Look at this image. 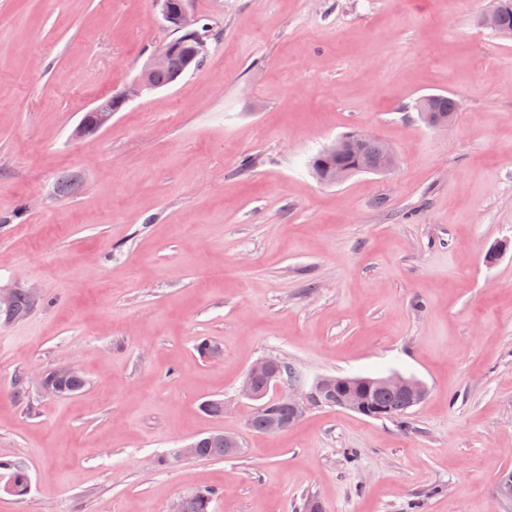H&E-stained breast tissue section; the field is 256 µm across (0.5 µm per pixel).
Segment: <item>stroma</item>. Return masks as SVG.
<instances>
[{
	"mask_svg": "<svg viewBox=\"0 0 512 512\" xmlns=\"http://www.w3.org/2000/svg\"><path fill=\"white\" fill-rule=\"evenodd\" d=\"M490 0H188L203 64L98 133L83 115L170 40L158 0H0V512H512V38ZM459 103L432 128L428 94ZM366 129L385 175L316 180ZM75 178L74 193L56 184ZM223 356H202V341ZM421 380L405 422L313 406L249 429L250 367ZM76 366L86 388L40 378ZM223 400L215 418L204 401ZM213 430L234 458H182ZM493 2L492 7L484 12L480 19L479 24L484 27L494 31H501L506 33V29L512 30V11H508L504 17V27L501 26V15L505 8H507V1L505 0H491ZM412 109L418 112L420 119L425 122L429 117L439 116L444 118V125H448V122H451L455 118L459 106L457 100L451 96L432 94L418 98L412 106ZM11 299V302H10ZM0 303L8 305V308L4 310L6 317L17 318L25 315L34 305L35 297L29 293L28 290L18 289L16 290L11 298V295L2 300ZM187 496V504L184 496L178 498L169 507L168 512H210V505L213 500L214 493L208 489H197Z\"/></svg>",
	"mask_w": 512,
	"mask_h": 512,
	"instance_id": "35a3bbf8",
	"label": "stroma"
}]
</instances>
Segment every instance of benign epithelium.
I'll use <instances>...</instances> for the list:
<instances>
[{
    "label": "benign epithelium",
    "mask_w": 512,
    "mask_h": 512,
    "mask_svg": "<svg viewBox=\"0 0 512 512\" xmlns=\"http://www.w3.org/2000/svg\"><path fill=\"white\" fill-rule=\"evenodd\" d=\"M158 2L166 28L174 33H181L194 26V18L189 14L187 0H158ZM491 2H493L492 7L481 15L479 24L484 28L500 31L502 30L501 15L507 8V0H491ZM205 50V43L199 41L197 47L185 51V66L179 76L182 77L195 70L198 59ZM171 55L172 47L168 43L152 53L138 77L129 87L114 93L108 99L101 100L88 110L87 116L82 118L78 126L77 133L89 135L100 131L112 120V115L125 108L131 100L141 96L144 92L154 90L150 80L151 74L167 69ZM374 140H376V136L373 133L362 130L356 132L354 139L346 143V146L359 153L358 171L383 174L393 168L396 158L395 151L391 146H385L384 153L387 164L382 167L375 166L368 157L361 154L365 145ZM250 372L268 374L270 386L273 387L280 405L288 409V417L291 421L303 416L312 404H320L324 399H336V406L340 408L351 411L360 410L359 397L356 393L345 392L334 397L325 393L326 387L332 382V379L327 377L318 379L308 389L300 382L298 373L276 356H267L258 360L252 365ZM76 374H78V370L74 367H60L42 376L41 386L46 393L58 396L60 395V380ZM380 383L400 392L410 407L423 401L427 393V388L422 381L401 374L386 376L380 380ZM496 489L501 499L512 500L511 470H504L500 473Z\"/></svg>",
    "instance_id": "benign-epithelium-1"
}]
</instances>
